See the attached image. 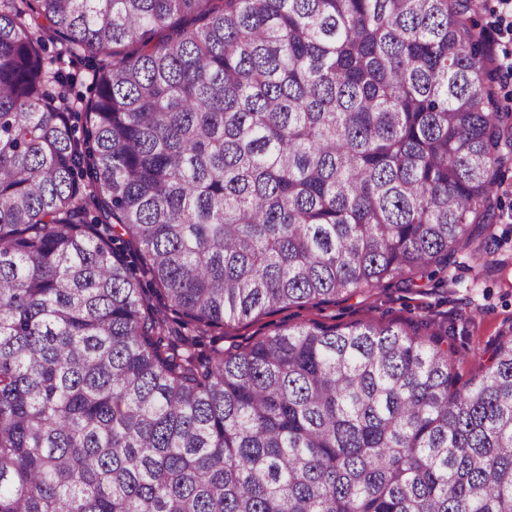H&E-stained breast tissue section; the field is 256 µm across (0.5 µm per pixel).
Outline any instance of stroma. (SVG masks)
I'll list each match as a JSON object with an SVG mask.
<instances>
[{"instance_id":"1","label":"stroma","mask_w":512,"mask_h":512,"mask_svg":"<svg viewBox=\"0 0 512 512\" xmlns=\"http://www.w3.org/2000/svg\"><path fill=\"white\" fill-rule=\"evenodd\" d=\"M496 0H480L470 19L476 29L485 31L486 53L501 60L512 52V39L498 38ZM498 205L489 229L492 258L465 249L444 270L443 287H425L406 293L393 286L363 291L333 304L289 307L275 310L240 324L224 327V347L233 350L274 333L279 328L316 321L327 325L357 322H426L431 329L454 326L456 369L462 379L477 373L476 355L512 338V150L508 151L497 179Z\"/></svg>"}]
</instances>
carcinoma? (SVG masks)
<instances>
[{"instance_id":"carcinoma-1","label":"carcinoma","mask_w":512,"mask_h":512,"mask_svg":"<svg viewBox=\"0 0 512 512\" xmlns=\"http://www.w3.org/2000/svg\"><path fill=\"white\" fill-rule=\"evenodd\" d=\"M472 10L0 0V512H512V340L466 382L395 323L219 345L488 250ZM65 59V72L70 73L73 81L71 86V94L75 96H83L88 99L91 95V81L94 72L95 59L90 55H86L81 59L74 60L69 63L67 57Z\"/></svg>"}]
</instances>
